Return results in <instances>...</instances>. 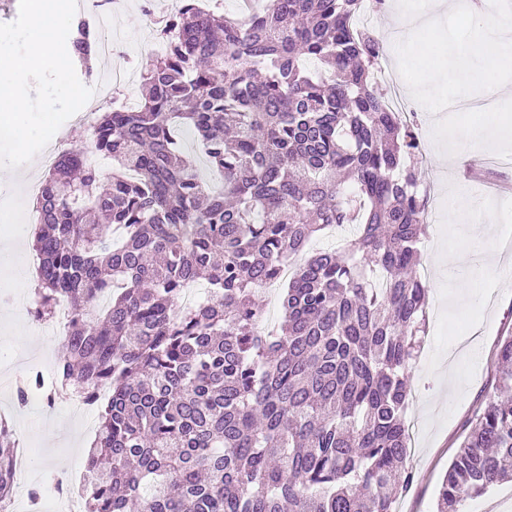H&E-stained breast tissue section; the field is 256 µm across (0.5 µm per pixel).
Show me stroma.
<instances>
[{
    "label": "stroma",
    "mask_w": 512,
    "mask_h": 512,
    "mask_svg": "<svg viewBox=\"0 0 512 512\" xmlns=\"http://www.w3.org/2000/svg\"><path fill=\"white\" fill-rule=\"evenodd\" d=\"M143 9V0H128L112 26L118 53L99 62L93 74L77 66L84 85L96 87L97 75L118 65L132 75L133 83L129 89H117V97H139L138 80L156 58V36ZM397 87L398 95L418 115L422 175L432 198L418 267L428 288L426 333L422 353L409 370L407 463L414 481L399 497L397 512H434L449 461L475 413L496 390L492 361L497 345L512 335V194H489L486 181L472 178L471 168L485 164L488 154L465 153L440 166V150L432 137L435 115L413 101L405 81H398ZM25 170L27 176L18 184L0 177V201H8L12 213L29 221L33 218L31 188L41 184L48 168L37 156ZM459 182L470 184L475 198L486 204L498 224L488 235L491 248L501 258L498 275L477 273V259L466 251L470 225L448 221V191ZM29 300V294L15 287L0 296V357L21 365L43 357L56 362L63 339L39 332L26 310ZM3 414L10 417L14 432L23 436L31 450L33 484L41 493L54 491L68 473L83 472L87 446L94 438L84 420L60 413L47 417L30 404L16 406L12 390L0 388Z\"/></svg>",
    "instance_id": "stroma-1"
}]
</instances>
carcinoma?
<instances>
[{"label":"carcinoma","instance_id":"obj_1","mask_svg":"<svg viewBox=\"0 0 512 512\" xmlns=\"http://www.w3.org/2000/svg\"><path fill=\"white\" fill-rule=\"evenodd\" d=\"M180 2L141 103L102 113L35 201L34 316L73 305L56 375L93 402L110 390L85 512H396L414 478L428 198L414 126L371 79L383 40L358 29L363 0H262L238 17ZM98 42L80 18L68 49L90 70ZM183 126L221 186L183 152ZM91 153L112 160L104 187ZM346 224L360 233L342 249L305 256ZM201 279L205 297L179 307ZM281 281L269 334L255 294ZM493 366L436 512L512 481V336ZM15 443L0 420V499Z\"/></svg>","mask_w":512,"mask_h":512}]
</instances>
